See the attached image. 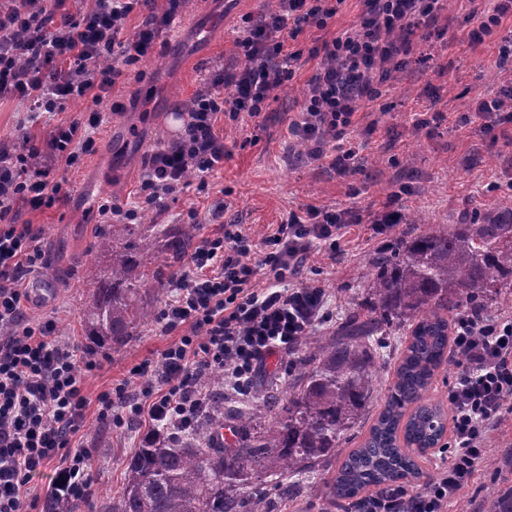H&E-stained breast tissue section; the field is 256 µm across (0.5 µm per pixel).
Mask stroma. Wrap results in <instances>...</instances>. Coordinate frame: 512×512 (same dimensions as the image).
Here are the masks:
<instances>
[{
  "label": "stroma",
  "mask_w": 512,
  "mask_h": 512,
  "mask_svg": "<svg viewBox=\"0 0 512 512\" xmlns=\"http://www.w3.org/2000/svg\"><path fill=\"white\" fill-rule=\"evenodd\" d=\"M268 8L269 0H188L152 55L126 68L109 96L96 104H71L53 116L57 124L94 110L102 115L93 152L62 173L68 201L38 210L23 208L16 217L17 223L40 228L45 264L39 274L51 286L44 299L26 303V315L32 320L53 318L59 340L88 342L82 312L96 285L85 273L103 262L96 243L104 229L98 207L106 199L137 210L136 231L143 245L170 272L180 262L167 253L156 227L185 223L191 210L197 213L194 238L199 241L221 235V225L211 220L213 208L220 204L225 221L259 239L289 210L309 205L351 208L366 216L390 200L404 213L422 215L427 223L458 224L474 212L512 200V139H494L476 122L460 123L478 97L498 90V50L493 45L475 50L464 44L445 46L434 39L428 68L398 74L381 100L382 111L361 115L353 133L360 149L350 173L340 175L301 159L300 145L288 137V123L300 109L315 68L314 60L304 56L293 76L273 91L259 117L242 124L228 119L220 123L224 163L207 174V189L194 184L163 207H144L139 187L146 158L177 137L174 122L209 72L239 61L235 41L244 18ZM420 112H437L441 118L418 130L414 121ZM371 123L376 132H368ZM365 237L364 231H354L352 255L332 261L320 253L306 269V279L326 282L329 320L319 335H335L340 322L360 309L369 292L371 261L378 251ZM170 296V291L158 290L152 277H143L137 305L145 319L122 343L105 346L102 368L85 379L87 405L74 443L88 453L92 493L80 512H104L122 485L127 459L139 446L143 428L128 423L114 429L103 423L97 396L121 383L137 392L141 381L132 377V368L153 361L177 341V334L161 332L156 323ZM296 383L288 357L276 356L267 361L254 392L273 390L283 402ZM488 448L473 483L460 501L449 504L448 512H459L463 505L479 512L488 487H512V421L490 433ZM335 472L334 466L323 464L301 479L298 494L287 500L278 494L280 477H263L258 488L273 502L272 512H340L324 496Z\"/></svg>",
  "instance_id": "35a3bbf8"
}]
</instances>
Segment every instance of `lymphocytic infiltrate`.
Returning a JSON list of instances; mask_svg holds the SVG:
<instances>
[{
  "mask_svg": "<svg viewBox=\"0 0 512 512\" xmlns=\"http://www.w3.org/2000/svg\"><path fill=\"white\" fill-rule=\"evenodd\" d=\"M185 0H0V100L24 104L32 125L67 105L99 103L122 77L123 65L149 56L164 26ZM343 0H277L260 19H247L244 63L215 70L193 98L182 133L146 162L140 193L147 206L163 205L188 186V176L210 173L224 162L220 116H259L273 90L293 72L300 51L287 48L304 28L324 29ZM358 22L314 45L317 67L307 82L300 112L288 135L306 145L308 160L339 171L355 156L350 141L361 108L376 104L391 88L394 71L411 54L418 31L437 27L446 0H363ZM136 28H129L133 15ZM512 0H487L470 9L461 33L471 48L488 45L506 19ZM485 131L512 126V79L473 112ZM100 119L50 126L43 137L23 135L0 145V512H23L28 485L61 450L83 420L84 379L101 365L94 351L56 342V323L25 319L27 277L45 262L32 225L4 223L14 209L38 210L65 202L68 193L54 174L92 152ZM405 220L397 209L362 217L355 211L307 206L289 212L262 242L228 224L206 239L186 267L167 280L174 295L160 311L162 331L182 330L179 341L153 363L136 368L144 377L139 396L125 385L99 396L100 417L113 426L147 424L148 435L177 442L208 415L210 379L224 375V389L246 394L267 358L296 354L326 319V291L302 273L316 245L344 254L351 227L369 222L373 236H390ZM450 357L465 365L448 385L452 443L450 461L417 494L401 488L366 493L356 512H448L487 453V436L512 415V315L459 312L450 336ZM91 480L83 451L56 469L41 512L57 503L80 506Z\"/></svg>",
  "mask_w": 512,
  "mask_h": 512,
  "instance_id": "obj_1",
  "label": "lymphocytic infiltrate"
}]
</instances>
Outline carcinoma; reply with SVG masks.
Masks as SVG:
<instances>
[{
	"label": "carcinoma",
	"instance_id": "1",
	"mask_svg": "<svg viewBox=\"0 0 512 512\" xmlns=\"http://www.w3.org/2000/svg\"><path fill=\"white\" fill-rule=\"evenodd\" d=\"M415 236L401 238L374 260L368 314L344 319L332 337H310L295 361L299 384L277 411L268 395L233 412L224 422V402L214 400L199 428L178 444L145 440L129 460L118 495L105 512H242L254 479L268 473L303 474L342 458L327 483L326 497L349 510L366 490L410 485L420 466L413 451L432 447L445 432V405L425 399L435 372L449 364L448 339L462 309L477 313L488 302L512 301V203L477 213L469 223L439 228L419 215ZM194 226L164 229L166 250L185 253ZM106 270L93 265L97 283L85 309L88 336L100 345L129 335L147 313L135 304L136 270L153 263L131 224H110L96 243ZM409 339L394 380L384 393L364 443L348 454L344 434L364 415L377 392L381 358L371 344L393 323ZM227 428L220 442L210 431ZM488 512H512V494L492 489Z\"/></svg>",
	"mask_w": 512,
	"mask_h": 512
}]
</instances>
